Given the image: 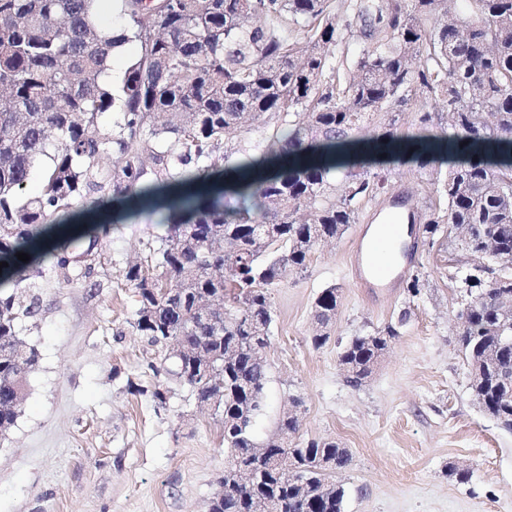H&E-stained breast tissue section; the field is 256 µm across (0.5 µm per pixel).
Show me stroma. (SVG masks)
I'll return each mask as SVG.
<instances>
[{"label":"stroma","instance_id":"stroma-1","mask_svg":"<svg viewBox=\"0 0 512 512\" xmlns=\"http://www.w3.org/2000/svg\"><path fill=\"white\" fill-rule=\"evenodd\" d=\"M349 225L318 247L306 269L271 291V366L258 439L271 437L289 396L303 400L302 439H329L352 461L338 480L344 512H512V432L476 401L456 342L466 257L447 238L418 247L412 270L425 283L368 302L346 262ZM167 228L144 209L114 224L86 284L44 270L42 310L23 327L39 353L18 419L0 437V512H207L224 474V436L214 409L188 385L167 407L148 395L158 357L132 327L133 291L119 273L159 246ZM340 289L330 342L314 347L313 306ZM411 319L364 385L351 386L339 347L382 331L402 308Z\"/></svg>","mask_w":512,"mask_h":512}]
</instances>
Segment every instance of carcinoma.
<instances>
[{
    "label": "carcinoma",
    "instance_id": "carcinoma-1",
    "mask_svg": "<svg viewBox=\"0 0 512 512\" xmlns=\"http://www.w3.org/2000/svg\"><path fill=\"white\" fill-rule=\"evenodd\" d=\"M98 2L0 0V429L14 426L37 362L21 334L41 308L29 280L47 266L69 284L100 262L108 225L72 237L76 202L110 207L116 221L152 204L168 234L119 276L137 297L133 329L166 346L151 370L221 412L227 464L209 512H251L255 497L268 512H343L333 476L349 467L347 449L297 440L299 419L285 412L266 443L253 426L268 381L269 289L387 190L383 168L347 170L338 191L329 182L336 144L374 121V143L405 163L448 165L421 187L433 199L422 236L468 229L460 246L473 263L459 273L472 305L457 313L459 350L468 373L482 371L469 389L512 430V349L502 347L512 330L499 306L512 265L485 246L512 250V0H461L451 17L446 0H350L365 36L355 58L334 0H168L162 10L114 0L117 34L98 21ZM129 42L137 54L115 89L105 77ZM412 105L422 132L403 134L395 114ZM116 108L120 122L104 126ZM242 132L255 141L217 166L213 154ZM42 156L51 163L26 196ZM338 299L334 287L316 299V348ZM408 318L404 309L343 348L349 382L367 379Z\"/></svg>",
    "mask_w": 512,
    "mask_h": 512
}]
</instances>
